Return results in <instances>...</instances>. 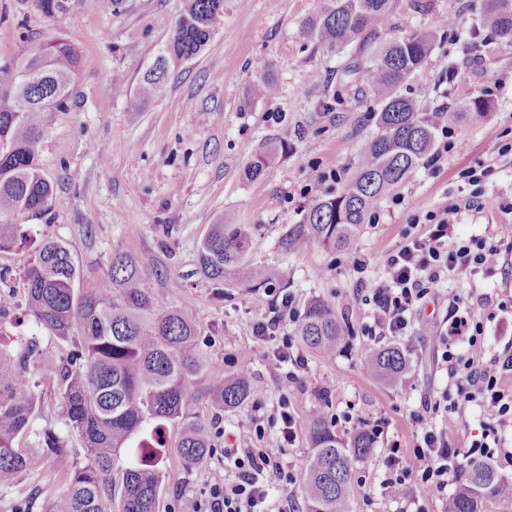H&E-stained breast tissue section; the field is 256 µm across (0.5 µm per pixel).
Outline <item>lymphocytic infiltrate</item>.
Returning a JSON list of instances; mask_svg holds the SVG:
<instances>
[{
    "label": "lymphocytic infiltrate",
    "instance_id": "f902f5d3",
    "mask_svg": "<svg viewBox=\"0 0 512 512\" xmlns=\"http://www.w3.org/2000/svg\"><path fill=\"white\" fill-rule=\"evenodd\" d=\"M488 169H472L465 177L473 192L467 200L447 197L437 208L426 212L423 223L427 235H407L403 245L388 259L383 280L369 288L364 300L370 307L371 321L364 334L372 340L387 336H412L414 315L433 288L450 278L480 271L493 272L500 266L502 250L482 235L459 233L456 218L461 209L482 210L503 206L501 197L486 195L483 183ZM482 326L470 311L455 315L445 333L436 336L441 360L448 369L452 388L441 400L454 412L472 403L479 409L480 434L468 429L443 431L427 425L423 413H413L421 424L419 440L410 451L390 449L383 485L401 501L412 500L418 484L444 491L451 475L458 470L459 457L492 460L505 444L501 430L512 422V391L502 385L504 375L512 374V350L486 357L481 339ZM280 440L269 448L254 445L256 430L247 428L234 437L224 451V463L236 472L233 483L214 484L206 501H195L189 512H265L269 476L292 480L283 465L284 448L295 440L294 419L280 410Z\"/></svg>",
    "mask_w": 512,
    "mask_h": 512
}]
</instances>
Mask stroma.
Segmentation results:
<instances>
[{"instance_id": "stroma-1", "label": "stroma", "mask_w": 512, "mask_h": 512, "mask_svg": "<svg viewBox=\"0 0 512 512\" xmlns=\"http://www.w3.org/2000/svg\"><path fill=\"white\" fill-rule=\"evenodd\" d=\"M324 2L224 0V27L211 44L171 70L163 90L133 112L128 96L170 38L185 0H123L113 11L101 0H70L69 10L55 19L43 17L32 0H0V66L20 67L33 47L55 37L65 38L79 59L66 108L45 113L41 122L37 151L53 196L41 215L12 216L19 235L0 252V268L9 272L0 291L18 302L15 316L0 325V343L16 353L36 341L43 356L59 363L80 341L76 334L56 338L23 308L24 270L44 239L66 241L90 284L106 274L113 251L145 257L151 263L146 286L164 308H188L198 328L204 369L189 390L188 411L214 425L217 447L256 425L262 428L256 447L272 446L281 426L280 405L288 403L296 440L285 449L283 464L297 475L311 449V411L321 410L343 438L380 427L372 455L357 466L352 512H401L380 477L387 448H414L421 429L411 421L413 412L439 399L449 385L431 337L447 328L458 297L483 323L486 356L512 345V309L496 306L512 296V253L503 271L463 275L437 288L416 316L419 330L412 340L390 336L377 344L364 336L370 308L363 290L382 280L388 256L407 231L427 233V225H411V216L451 195L469 198L464 175L480 165L490 170L486 193L506 198L509 206L462 211L458 229L489 236L495 244L512 241V152L500 156L489 150L496 139L512 144V44L483 26L487 0H429L425 11L415 9L413 0H399L387 23L393 35L428 29L437 34L431 55L401 94L424 112L454 110L482 98L490 113L480 124H454L453 149L396 189L401 205L384 199L351 249L317 246L301 252L283 246L285 233L303 223L314 201L337 189L333 182L311 184V167L351 177L359 145L377 130V103L366 86L342 75L345 57L327 54L299 32ZM263 76L278 84L279 94L247 98V87ZM267 148L275 151L273 163L249 177V159ZM225 221L249 225L251 235L238 270L213 282L199 272L198 249L210 225ZM256 265L267 271L265 287H254L250 278ZM278 290L293 294L300 314L312 301L328 302L349 335L347 346L325 357L302 345L296 322H286L282 332L302 362L286 391L282 370L264 358L273 342L255 334ZM484 294L491 301L482 307L476 299ZM381 345L406 351L407 369L393 388L364 366ZM243 368L251 374L253 397L234 409L213 408L203 393L206 383ZM29 377L40 404L26 446L50 428L63 438L71 461L83 462L79 438L60 415L56 377L37 365ZM177 436L176 426H168L159 512H185L213 484L234 478L220 456L185 470L173 451ZM63 490L52 459L38 458L0 484V512H16L31 496L47 505Z\"/></svg>"}]
</instances>
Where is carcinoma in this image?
<instances>
[{
  "label": "carcinoma",
  "mask_w": 512,
  "mask_h": 512,
  "mask_svg": "<svg viewBox=\"0 0 512 512\" xmlns=\"http://www.w3.org/2000/svg\"><path fill=\"white\" fill-rule=\"evenodd\" d=\"M396 0H328L301 27L304 37L330 53L355 44L364 56L362 81L378 97L377 134L367 140L350 181L319 199L284 237V245L307 251L349 247L370 211L430 157L436 146L437 116L421 112L399 88L423 65L434 47L429 32L389 38L385 24ZM47 18L65 14L69 0H35ZM484 25L512 44V0H488ZM224 26V0H187L167 43L144 72L130 107L138 111L165 83L171 68L199 57ZM75 52L62 37L39 44L24 64L26 79L0 91V216L39 214L53 195L37 155L40 115L67 105L76 70ZM278 86L262 77L247 95L265 98ZM488 102L475 98L465 112L448 120L483 122ZM250 237L244 224H214L203 239L200 272L216 282L243 260ZM149 263L121 251L112 252L106 276L84 286L79 260L58 238L42 242L24 271L29 314L60 340L73 327L80 346L66 363L41 357L31 341L15 355L0 352V482L27 469L40 454L55 458L65 479L63 495L44 512H157L167 425L178 427L176 454L191 470L214 450L209 424L187 411L189 389L202 370L199 331L188 308L165 310L143 286ZM306 347L326 355L345 343L331 306L309 304L298 325ZM38 364L60 382V410L65 424L81 439L85 461L72 464L63 441L45 429L35 448H20L29 434L38 397L29 391V366ZM368 366L388 384H396L407 367L397 347L375 352ZM218 409L236 408L251 396L248 372L216 377L205 388ZM311 451L298 492L308 512H351L355 463L368 458L375 437L365 430L348 439L336 435L326 417L310 413ZM512 501V480L484 460L464 466V480L449 496L450 512H483L486 500Z\"/></svg>",
  "instance_id": "obj_1"
}]
</instances>
